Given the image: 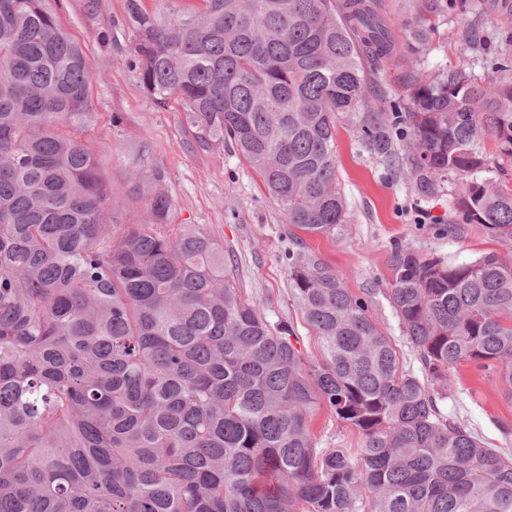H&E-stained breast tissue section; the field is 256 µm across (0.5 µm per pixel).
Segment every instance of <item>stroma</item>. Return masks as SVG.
Instances as JSON below:
<instances>
[{"instance_id": "obj_1", "label": "stroma", "mask_w": 512, "mask_h": 512, "mask_svg": "<svg viewBox=\"0 0 512 512\" xmlns=\"http://www.w3.org/2000/svg\"><path fill=\"white\" fill-rule=\"evenodd\" d=\"M379 2L390 21L409 20L419 13L427 18L429 44L419 63L424 71L463 65L484 79L503 53L512 54V11L493 8L491 0ZM57 13L100 67L92 87L95 116L89 139L102 177L123 185L133 159L148 150L169 173L167 190L176 223L197 225L230 247L246 299L270 318L298 324L284 260L288 249L284 210L243 159L229 150L197 148L177 105L156 103L140 90L126 0H60ZM469 27L482 33L485 55L475 58L467 50L463 32ZM336 157L349 221L337 239L311 236L307 242L336 269L353 294L387 288L392 247L400 240L457 261L472 260L489 250L512 261V241L491 240L481 225H469L463 239L448 237L444 226L456 183L446 184L438 197L417 196L406 170L388 169L371 155L347 118L337 127ZM297 332L305 352L319 357L317 337L299 324ZM442 409L465 423L488 447L512 450V396L506 394L494 369L473 363L456 368L451 395ZM312 429L324 448L361 445L356 430L337 424L324 409L315 414Z\"/></svg>"}]
</instances>
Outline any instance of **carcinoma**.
Here are the masks:
<instances>
[{"label":"carcinoma","instance_id":"cac0c4a2","mask_svg":"<svg viewBox=\"0 0 512 512\" xmlns=\"http://www.w3.org/2000/svg\"><path fill=\"white\" fill-rule=\"evenodd\" d=\"M59 0H0V512H512V455L445 414L452 370L512 388V262L391 252L386 299L420 372L303 236L348 222L336 127L413 192L459 184L446 233L512 241V59L480 83L412 66L407 106L371 64L424 51L425 19L377 0H199L172 18L126 0L141 90L185 112L202 150L229 147L285 211L294 324L242 295L233 251L174 223L167 170L144 154L124 216L87 137L98 68ZM409 141L405 152L397 142ZM362 447L320 448L316 411Z\"/></svg>","mask_w":512,"mask_h":512}]
</instances>
